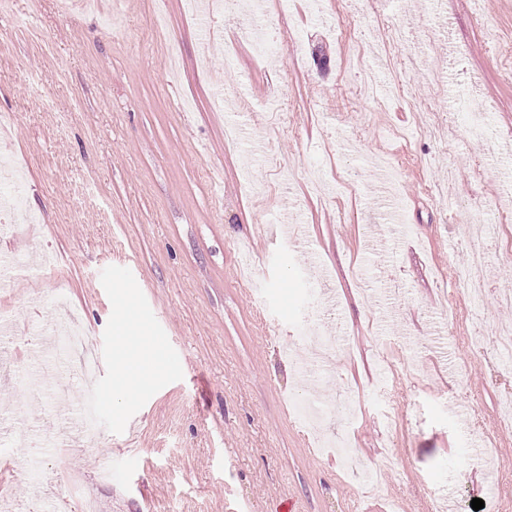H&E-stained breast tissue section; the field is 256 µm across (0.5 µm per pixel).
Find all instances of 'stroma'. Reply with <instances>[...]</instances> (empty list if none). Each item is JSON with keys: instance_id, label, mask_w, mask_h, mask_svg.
I'll return each instance as SVG.
<instances>
[{"instance_id": "obj_1", "label": "stroma", "mask_w": 512, "mask_h": 512, "mask_svg": "<svg viewBox=\"0 0 512 512\" xmlns=\"http://www.w3.org/2000/svg\"><path fill=\"white\" fill-rule=\"evenodd\" d=\"M275 15L274 52L239 41L243 14L201 16L196 0H15L0 11V148L25 180L26 212L0 253L53 251L51 266L0 290L13 322L0 419L23 415L53 431L56 391L27 383L50 364L36 327L58 298L92 332L99 370L65 379L71 413L97 403L95 451L41 447L18 431L0 461L5 499L32 494L69 512L72 495L96 512H363L368 497L316 436L293 419L300 400L327 406L362 460L393 457L382 482L407 512H427L440 486L474 512H501L486 460L512 470V429L497 426L502 389L494 350L470 354L469 335L512 321L496 293L512 288V0H293ZM382 21L401 29L386 80L409 85L378 104L346 93L348 53L337 31ZM235 54L203 51L202 27ZM446 56L445 84L416 85L423 58ZM246 85L256 112L224 107ZM485 112L496 142L468 137L449 94ZM443 114V140L414 112ZM398 170L397 221L377 202L380 141ZM499 220L486 247L479 316L448 277L476 220ZM452 300L453 321L444 317ZM334 305L350 355L335 382L311 394L300 368L311 351L299 327L316 302ZM139 309L119 341L120 304ZM406 363L386 412L371 401L379 351ZM139 354L149 376L132 397L112 393L118 361ZM358 407L355 419L345 405ZM397 416L389 424V416ZM112 464L103 476L98 456ZM37 459L51 481L18 473Z\"/></svg>"}]
</instances>
